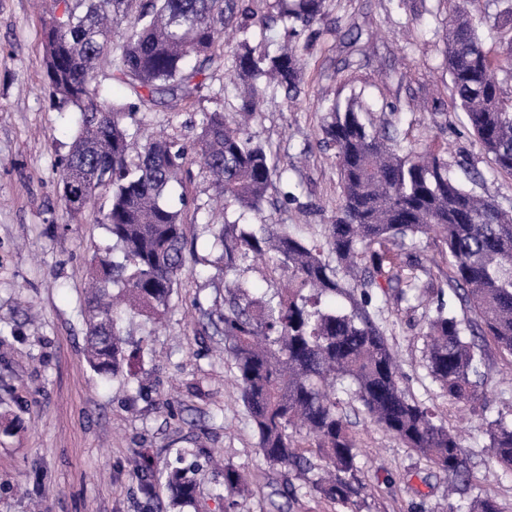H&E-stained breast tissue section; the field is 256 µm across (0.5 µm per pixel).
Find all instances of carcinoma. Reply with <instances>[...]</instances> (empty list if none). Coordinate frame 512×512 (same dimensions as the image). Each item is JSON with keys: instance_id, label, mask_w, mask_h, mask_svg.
I'll use <instances>...</instances> for the list:
<instances>
[{"instance_id": "cac0c4a2", "label": "carcinoma", "mask_w": 512, "mask_h": 512, "mask_svg": "<svg viewBox=\"0 0 512 512\" xmlns=\"http://www.w3.org/2000/svg\"><path fill=\"white\" fill-rule=\"evenodd\" d=\"M253 0H46L43 18L44 72L59 107L79 109L69 153L61 161L63 210L75 216L103 191L110 193L101 224L112 236L116 260L94 256L87 299L85 355L106 381H125L128 311L159 316L169 309L198 235L188 236L182 218L186 195L173 208L166 195L196 154L211 177L224 209L262 215L276 169L271 153L248 129L262 97L279 91L289 100L301 92L305 60L288 42L257 54L247 34L264 35L271 18ZM497 23L512 31V0H496ZM446 28V62L455 103L465 114L497 172L512 174V104L503 98L498 73L512 78V41L499 58L485 49L475 14L478 0H453ZM280 16L296 35L322 16L323 0H276ZM133 17L124 35L114 27ZM245 34L233 57V111L203 114L188 148L154 136L137 145L130 127L137 114L158 104H180L197 96L196 81L224 57V27ZM112 80L128 90L115 102L93 85L102 57ZM321 140L335 151L341 199L323 241L299 235L289 224H242L224 219L207 224V245L224 254V274L264 260L288 287L271 296L235 278L224 282V303L208 313L224 335L240 401L267 464L300 467L312 474L306 492L345 509L356 494L359 449L349 431L343 394L352 395L370 420L395 440L428 459L448 476V494L461 492L466 461L456 433L402 383L385 329L374 318L371 290L396 305L421 301L427 269H395L403 252L432 231L441 235L453 267L450 292L438 289L427 320L425 358L433 382L466 406L482 400V349L465 333L481 332L512 355V213L467 186L471 172L457 173L433 152L401 156L395 135L366 123L371 108L353 97L324 106ZM374 274L357 277V258ZM385 282H380V278ZM119 289L118 294L110 288ZM350 309L336 307V297ZM458 300L468 316L451 308ZM488 448L512 471V423H487ZM314 441L318 463L301 452ZM199 467H173L164 481L175 512L197 503ZM253 494L252 478L224 465V497ZM467 512H501L495 496L479 492Z\"/></svg>"}]
</instances>
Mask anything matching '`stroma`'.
<instances>
[{"label":"stroma","mask_w":512,"mask_h":512,"mask_svg":"<svg viewBox=\"0 0 512 512\" xmlns=\"http://www.w3.org/2000/svg\"><path fill=\"white\" fill-rule=\"evenodd\" d=\"M447 17L448 0H325L322 20L297 39L306 58L300 96L266 97L251 125L283 174L267 223L322 238L341 198L333 152L319 145L322 106L354 96L373 104L365 116L373 126H397L399 153L449 145V165L473 164L477 193L512 211V175L493 171L454 104ZM41 29L35 0H0V512H170L166 491L145 494L136 473L143 457L161 472L180 453L203 469L204 512H340L304 492L303 473L259 453L224 338L205 318L224 302L220 251L198 247V273L182 278L162 321L130 315L129 341L145 348L130 361V384L102 383L87 364L84 288L94 254L112 249L99 222L108 199L73 221L61 208L59 163L79 111L55 104ZM231 64L227 57L207 69L200 96L180 111L141 114L142 134L194 140L203 113L228 107L213 91ZM175 190L191 201L186 221L221 223L209 212L213 191L199 160ZM287 190L296 200L283 202ZM411 259L447 287L453 269L440 237H422ZM426 311L392 304L377 318L404 385L460 435L470 483L458 504L488 489L501 512H512V471L492 459L481 428L512 420V356L484 342V400L471 408L448 400L426 370ZM347 414L360 451L357 512H448L445 473L371 424L358 404ZM227 463L255 482L253 495L232 505L220 497Z\"/></svg>","instance_id":"35a3bbf8"}]
</instances>
